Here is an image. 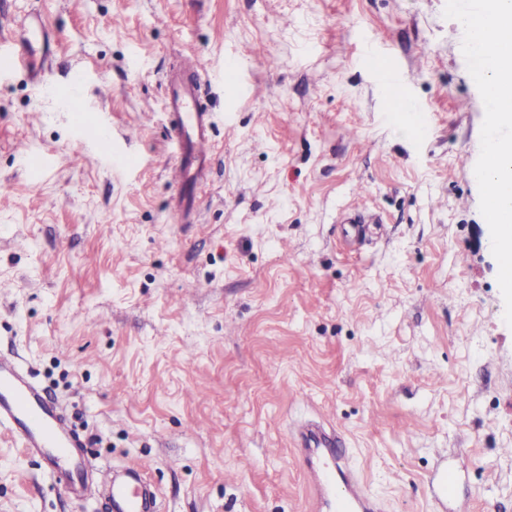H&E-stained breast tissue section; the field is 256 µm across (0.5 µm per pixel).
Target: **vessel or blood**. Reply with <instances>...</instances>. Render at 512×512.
<instances>
[{"label":"vessel or blood","mask_w":512,"mask_h":512,"mask_svg":"<svg viewBox=\"0 0 512 512\" xmlns=\"http://www.w3.org/2000/svg\"><path fill=\"white\" fill-rule=\"evenodd\" d=\"M48 34L43 29L28 30L21 49H14L8 38H0V73L23 69L32 78H39L42 63L36 58L37 46L46 44ZM193 81L173 86L169 97L172 111L170 143L173 149L172 180L177 200L174 214L184 220L196 209L197 192L211 168L214 142L208 112L198 104L197 81L205 76V67L192 63ZM0 427L8 428L24 448L49 449L48 463L52 466L73 464L82 470V462L74 461L73 452L78 437L65 417L48 404L36 388L23 376L20 366L0 359ZM307 476L312 492L313 512H377L376 502L363 490L359 478L349 471L343 457L324 440H314L309 451ZM116 512H146L143 495H132L127 484L112 487Z\"/></svg>","instance_id":"b4317fda"}]
</instances>
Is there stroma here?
<instances>
[{"label": "stroma", "mask_w": 512, "mask_h": 512, "mask_svg": "<svg viewBox=\"0 0 512 512\" xmlns=\"http://www.w3.org/2000/svg\"><path fill=\"white\" fill-rule=\"evenodd\" d=\"M446 0H0V356L159 512H310L321 419L379 512H512V327L474 168L485 111ZM217 154L177 223L168 77ZM405 73L391 86L370 55ZM0 429V512H111ZM48 40V33L42 28L30 29L23 39L20 50H15L10 37L5 38L1 33L0 57L6 61V66L1 68V75H7L16 69L26 70L33 79H38L42 73V60L36 58L37 45H45Z\"/></svg>", "instance_id": "35a3bbf8"}]
</instances>
